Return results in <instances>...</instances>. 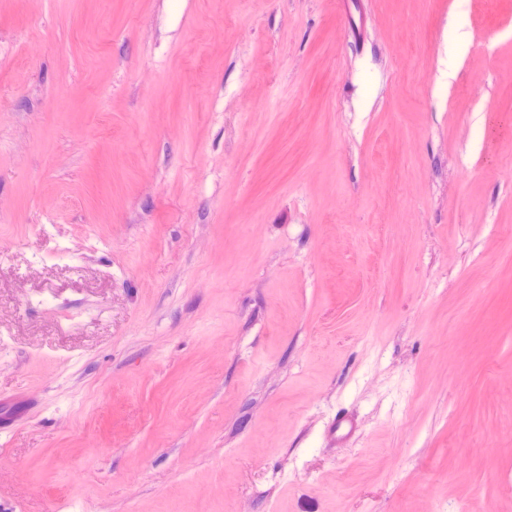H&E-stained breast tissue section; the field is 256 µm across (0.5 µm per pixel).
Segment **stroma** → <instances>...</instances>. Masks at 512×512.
Listing matches in <instances>:
<instances>
[{
    "label": "stroma",
    "instance_id": "1",
    "mask_svg": "<svg viewBox=\"0 0 512 512\" xmlns=\"http://www.w3.org/2000/svg\"><path fill=\"white\" fill-rule=\"evenodd\" d=\"M1 96L0 512H512V0H0ZM358 427L356 419L348 413H340L331 424L330 434L336 442L349 440Z\"/></svg>",
    "mask_w": 512,
    "mask_h": 512
}]
</instances>
